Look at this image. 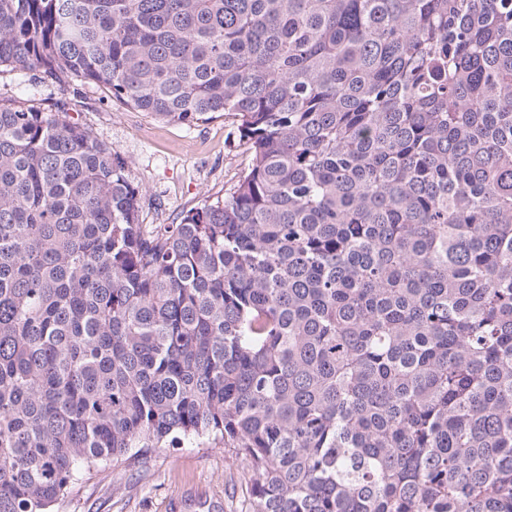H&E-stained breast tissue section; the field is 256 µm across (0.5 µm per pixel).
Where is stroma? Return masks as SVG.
<instances>
[{"label": "stroma", "mask_w": 512, "mask_h": 512, "mask_svg": "<svg viewBox=\"0 0 512 512\" xmlns=\"http://www.w3.org/2000/svg\"><path fill=\"white\" fill-rule=\"evenodd\" d=\"M7 99L41 108L62 100L75 122L128 160L146 224L179 223L206 198L229 193L251 162L229 116L186 126L113 101L92 83L60 89L18 75L0 77ZM240 472L220 444L160 448L141 468H101L58 512H246L245 485L229 482Z\"/></svg>", "instance_id": "obj_1"}]
</instances>
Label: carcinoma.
Masks as SVG:
<instances>
[{
	"instance_id": "obj_1",
	"label": "carcinoma",
	"mask_w": 512,
	"mask_h": 512,
	"mask_svg": "<svg viewBox=\"0 0 512 512\" xmlns=\"http://www.w3.org/2000/svg\"><path fill=\"white\" fill-rule=\"evenodd\" d=\"M252 162L177 224L0 102V512L207 438L250 512H512V0H0V75Z\"/></svg>"
}]
</instances>
